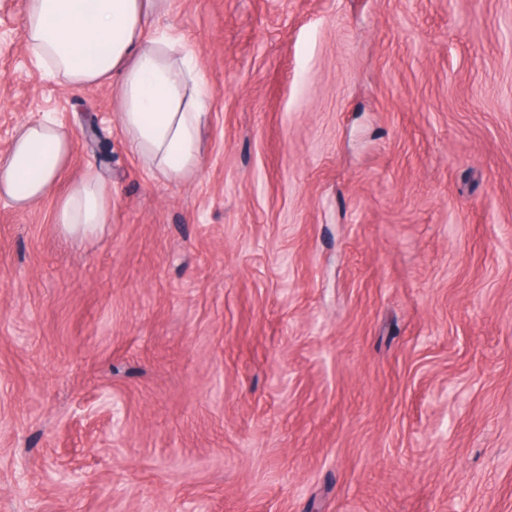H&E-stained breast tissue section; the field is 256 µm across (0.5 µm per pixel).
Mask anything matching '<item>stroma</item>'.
I'll return each instance as SVG.
<instances>
[{
	"label": "stroma",
	"instance_id": "obj_1",
	"mask_svg": "<svg viewBox=\"0 0 512 512\" xmlns=\"http://www.w3.org/2000/svg\"><path fill=\"white\" fill-rule=\"evenodd\" d=\"M23 8L0 156L49 112L72 148L0 200V512H512V0H169L212 88L181 181ZM111 209V197L102 184L82 182L59 201L56 221L72 235L94 237L109 223Z\"/></svg>",
	"mask_w": 512,
	"mask_h": 512
}]
</instances>
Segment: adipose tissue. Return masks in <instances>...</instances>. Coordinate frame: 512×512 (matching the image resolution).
<instances>
[{"label":"adipose tissue","mask_w":512,"mask_h":512,"mask_svg":"<svg viewBox=\"0 0 512 512\" xmlns=\"http://www.w3.org/2000/svg\"><path fill=\"white\" fill-rule=\"evenodd\" d=\"M167 0H25L23 36L47 75L74 87L113 82L134 154L167 179L201 166L199 137L211 86L195 53L172 32L147 34ZM66 129L50 117L21 124L0 160V196L25 209L45 197L70 154ZM112 200L99 183L77 184L58 203L56 221L73 235L104 231Z\"/></svg>","instance_id":"1"}]
</instances>
